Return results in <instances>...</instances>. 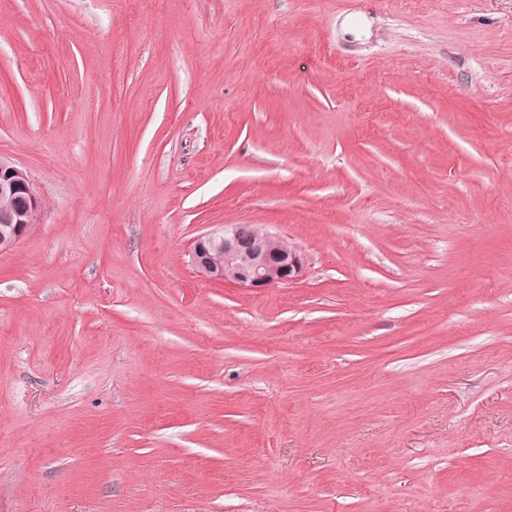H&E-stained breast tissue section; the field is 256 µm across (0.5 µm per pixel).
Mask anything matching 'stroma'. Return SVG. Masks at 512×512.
<instances>
[{
	"label": "stroma",
	"instance_id": "stroma-1",
	"mask_svg": "<svg viewBox=\"0 0 512 512\" xmlns=\"http://www.w3.org/2000/svg\"><path fill=\"white\" fill-rule=\"evenodd\" d=\"M0 155V512H512V0H0ZM10 201L0 208V251L14 247L36 224L42 209L29 173L12 159L0 155V200ZM17 200L19 206L11 203ZM279 236L266 224H224L196 238L189 253L195 271L203 278L232 283L248 291L286 285L300 279L305 267L301 250L288 244L274 253Z\"/></svg>",
	"mask_w": 512,
	"mask_h": 512
}]
</instances>
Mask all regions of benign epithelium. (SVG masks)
Masks as SVG:
<instances>
[{
    "label": "benign epithelium",
    "instance_id": "obj_1",
    "mask_svg": "<svg viewBox=\"0 0 512 512\" xmlns=\"http://www.w3.org/2000/svg\"><path fill=\"white\" fill-rule=\"evenodd\" d=\"M19 206L0 208V251L14 247L37 223L42 200L29 173L12 159L0 155V200ZM279 236L266 224H224L196 238L189 253L195 271L203 278L232 283L248 291L286 285L300 279L305 267L301 250L290 245L275 253Z\"/></svg>",
    "mask_w": 512,
    "mask_h": 512
}]
</instances>
